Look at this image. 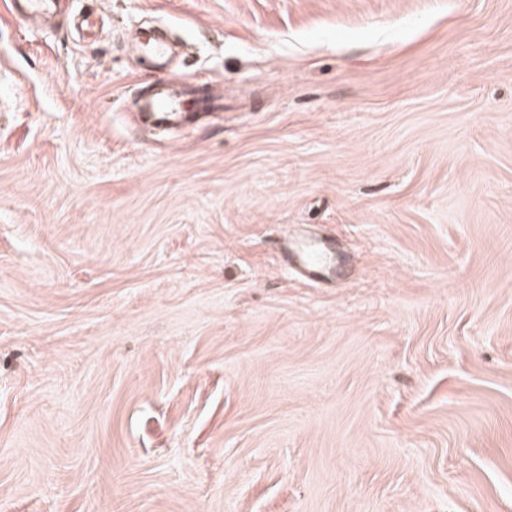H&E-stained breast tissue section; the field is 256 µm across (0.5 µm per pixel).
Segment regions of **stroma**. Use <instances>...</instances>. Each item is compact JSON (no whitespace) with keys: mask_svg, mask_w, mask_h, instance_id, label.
Wrapping results in <instances>:
<instances>
[{"mask_svg":"<svg viewBox=\"0 0 512 512\" xmlns=\"http://www.w3.org/2000/svg\"><path fill=\"white\" fill-rule=\"evenodd\" d=\"M0 512H512V0H0ZM189 103L171 82L159 81L141 99L139 112H144L156 127L166 129L181 122ZM282 262L294 267L307 281L320 282L338 274L343 258L329 239L313 236L302 229L289 242Z\"/></svg>","mask_w":512,"mask_h":512,"instance_id":"1","label":"stroma"}]
</instances>
